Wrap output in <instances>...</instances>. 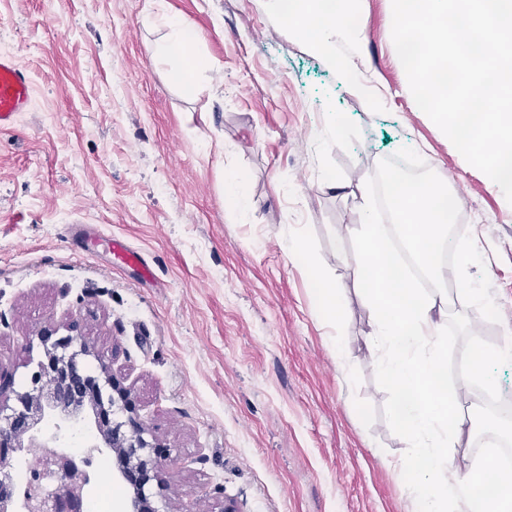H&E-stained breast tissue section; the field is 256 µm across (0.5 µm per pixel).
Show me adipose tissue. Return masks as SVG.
<instances>
[{
  "label": "adipose tissue",
  "mask_w": 512,
  "mask_h": 512,
  "mask_svg": "<svg viewBox=\"0 0 512 512\" xmlns=\"http://www.w3.org/2000/svg\"><path fill=\"white\" fill-rule=\"evenodd\" d=\"M353 0H308L296 22L299 34L326 55L334 53L337 14L352 11ZM167 35L156 45V55L189 59L193 72L205 69L204 59L193 50V36L180 22H166ZM394 212L423 267L442 278L439 256L448 239L445 215L446 187L427 180L391 178ZM361 256L356 276L368 301L372 321L370 351L385 381L394 387L392 417L414 455L409 463L408 491L418 500L419 512H484L476 487L491 458L456 464L457 454L473 431L459 408L460 397L473 386L490 385L489 363L502 358L503 347L472 337L456 377H449L447 350L442 336L458 296L482 308L484 291L470 287L467 270L473 257L482 254L480 237L455 245L458 285L424 293L406 277L386 240V229L367 219L361 227Z\"/></svg>",
  "instance_id": "ef3b65f1"
}]
</instances>
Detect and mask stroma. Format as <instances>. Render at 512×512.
Masks as SVG:
<instances>
[{"instance_id":"35a3bbf8","label":"stroma","mask_w":512,"mask_h":512,"mask_svg":"<svg viewBox=\"0 0 512 512\" xmlns=\"http://www.w3.org/2000/svg\"><path fill=\"white\" fill-rule=\"evenodd\" d=\"M352 13L331 60L268 0H0V52L34 85L0 130V367L28 391L34 338L78 322L131 391L115 421H143L164 448L157 512H415L344 233L386 158L419 153L424 178L468 206L488 251L469 274L491 300L475 330L512 345V204L415 104L392 0ZM169 16L208 63L188 87L151 54ZM228 174L243 211L224 202ZM71 224L93 239H67ZM291 231L306 261L285 253ZM316 266L341 286L337 322ZM39 434L66 449L99 431L87 407L46 413ZM109 247L128 267L136 270L142 279L152 278V271L144 262L141 255L128 246L123 240L113 238L110 241Z\"/></svg>"}]
</instances>
